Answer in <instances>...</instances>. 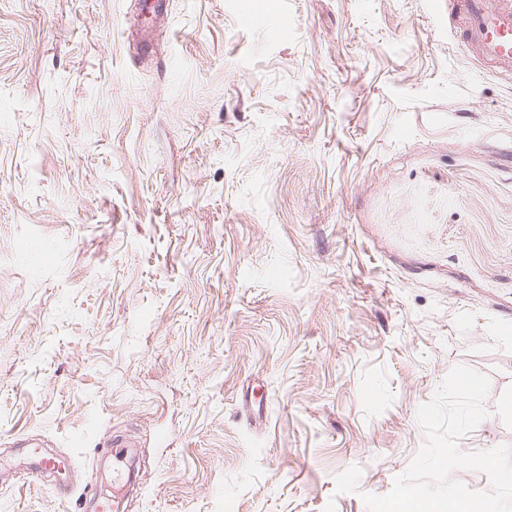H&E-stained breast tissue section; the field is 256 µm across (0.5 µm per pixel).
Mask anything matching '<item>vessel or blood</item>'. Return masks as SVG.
I'll return each instance as SVG.
<instances>
[{
  "mask_svg": "<svg viewBox=\"0 0 512 512\" xmlns=\"http://www.w3.org/2000/svg\"><path fill=\"white\" fill-rule=\"evenodd\" d=\"M458 46L502 72L512 71V0H448Z\"/></svg>",
  "mask_w": 512,
  "mask_h": 512,
  "instance_id": "1",
  "label": "vessel or blood"
}]
</instances>
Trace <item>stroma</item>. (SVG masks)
<instances>
[{
    "label": "stroma",
    "instance_id": "obj_1",
    "mask_svg": "<svg viewBox=\"0 0 512 512\" xmlns=\"http://www.w3.org/2000/svg\"><path fill=\"white\" fill-rule=\"evenodd\" d=\"M137 2L0 0V512L116 439L124 512H367L461 363L512 446V73L425 0Z\"/></svg>",
    "mask_w": 512,
    "mask_h": 512
}]
</instances>
